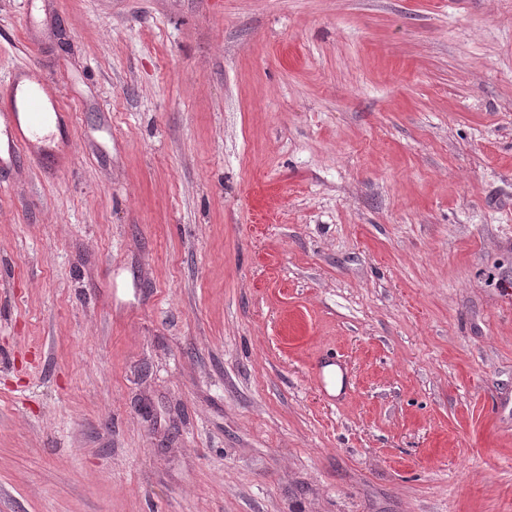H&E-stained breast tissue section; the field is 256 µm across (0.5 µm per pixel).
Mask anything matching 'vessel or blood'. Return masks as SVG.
<instances>
[{
    "mask_svg": "<svg viewBox=\"0 0 512 512\" xmlns=\"http://www.w3.org/2000/svg\"><path fill=\"white\" fill-rule=\"evenodd\" d=\"M10 107L0 113V167L12 166L21 155L41 158L50 148L49 129L64 130L68 118L46 88L20 72L8 87Z\"/></svg>",
    "mask_w": 512,
    "mask_h": 512,
    "instance_id": "1",
    "label": "vessel or blood"
}]
</instances>
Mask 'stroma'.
<instances>
[{"label":"stroma","instance_id":"35a3bbf8","mask_svg":"<svg viewBox=\"0 0 512 512\" xmlns=\"http://www.w3.org/2000/svg\"><path fill=\"white\" fill-rule=\"evenodd\" d=\"M29 64L0 512H512V0H0ZM8 92L10 107L0 113V167L12 166L22 155L39 159L50 148L51 131H64L68 112H62L59 101L47 96L46 88L20 72L10 79ZM26 116L27 120L21 118ZM49 129L47 135L40 132Z\"/></svg>","mask_w":512,"mask_h":512}]
</instances>
